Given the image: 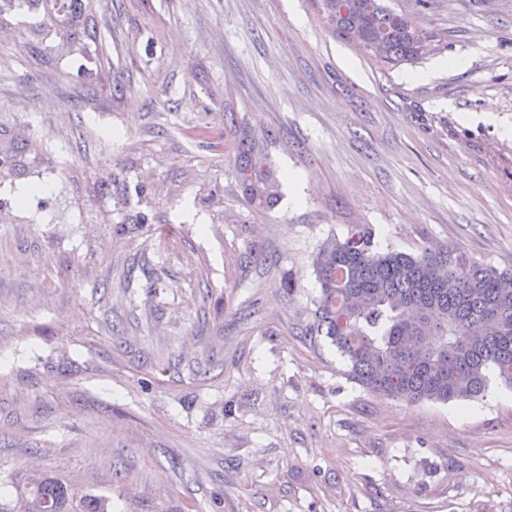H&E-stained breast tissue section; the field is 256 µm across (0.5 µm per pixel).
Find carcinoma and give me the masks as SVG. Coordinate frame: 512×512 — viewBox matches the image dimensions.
I'll use <instances>...</instances> for the list:
<instances>
[{"mask_svg":"<svg viewBox=\"0 0 512 512\" xmlns=\"http://www.w3.org/2000/svg\"><path fill=\"white\" fill-rule=\"evenodd\" d=\"M333 37L360 48L384 68L419 60L435 35L416 29L408 15L386 0H311ZM0 27L28 34L25 48L44 55L42 37L57 47H78L89 63L101 64L92 0H0ZM210 151L203 169L209 187L194 195V207L211 223L224 221V136L232 140V168L243 204L272 210L281 181L256 134L224 113L223 126L196 127ZM64 168L43 154L42 143L0 128V208L43 223V206L29 202L60 182ZM96 203L112 202L109 230L125 234L146 227L165 238L178 232L168 208L160 210L152 185L117 159L97 181ZM320 284L317 330L328 336L350 364V376L364 389L407 402H447L480 395L487 372L512 385V271L478 264L454 249L380 251L365 225L342 240H331L314 258ZM0 512H107V497L71 487L60 473L33 471L16 483V497H0Z\"/></svg>","mask_w":512,"mask_h":512,"instance_id":"1","label":"carcinoma"}]
</instances>
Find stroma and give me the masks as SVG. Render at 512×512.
Segmentation results:
<instances>
[{"mask_svg": "<svg viewBox=\"0 0 512 512\" xmlns=\"http://www.w3.org/2000/svg\"><path fill=\"white\" fill-rule=\"evenodd\" d=\"M393 5L440 42L389 71L309 0H98L101 94L77 50L0 41V123L67 173L46 223L0 222L1 472L64 473L107 512H512V387L380 397L313 328V259L355 224L512 270V0ZM226 110L268 135L273 210L248 212L228 169L205 233L73 223L120 157L161 200L197 191L208 150L182 129Z\"/></svg>", "mask_w": 512, "mask_h": 512, "instance_id": "stroma-1", "label": "stroma"}]
</instances>
